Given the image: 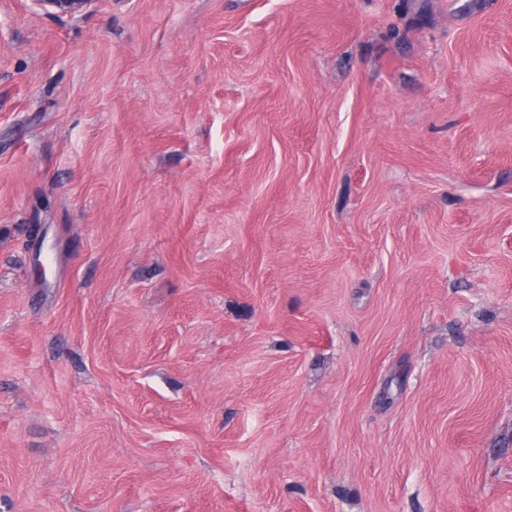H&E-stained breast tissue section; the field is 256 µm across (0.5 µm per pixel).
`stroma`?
Listing matches in <instances>:
<instances>
[{"instance_id": "obj_1", "label": "stroma", "mask_w": 512, "mask_h": 512, "mask_svg": "<svg viewBox=\"0 0 512 512\" xmlns=\"http://www.w3.org/2000/svg\"><path fill=\"white\" fill-rule=\"evenodd\" d=\"M0 512H512V0H0ZM33 2L46 14L74 17L83 13L93 0H34Z\"/></svg>"}]
</instances>
